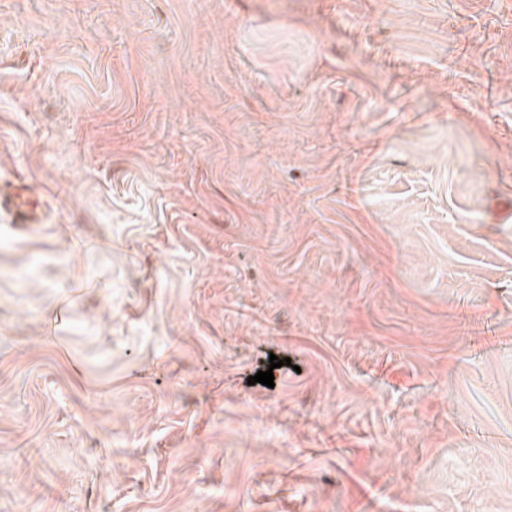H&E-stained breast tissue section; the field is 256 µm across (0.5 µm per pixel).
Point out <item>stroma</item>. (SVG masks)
Here are the masks:
<instances>
[{"mask_svg":"<svg viewBox=\"0 0 512 512\" xmlns=\"http://www.w3.org/2000/svg\"><path fill=\"white\" fill-rule=\"evenodd\" d=\"M19 173L0 512H512V0H0ZM0 209L12 219L13 224H40L42 211L40 202L30 193L24 177L18 176L9 185V190L0 194Z\"/></svg>","mask_w":512,"mask_h":512,"instance_id":"1","label":"stroma"}]
</instances>
